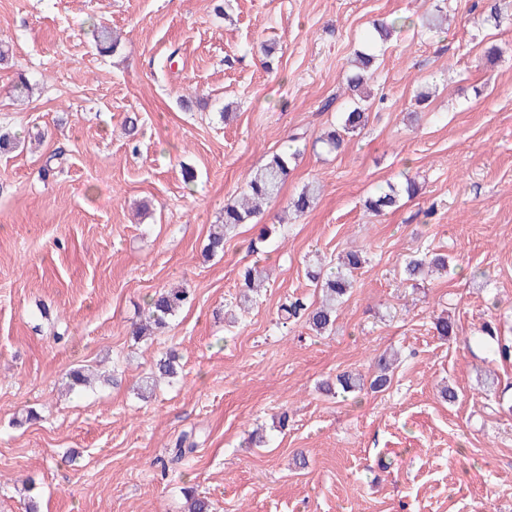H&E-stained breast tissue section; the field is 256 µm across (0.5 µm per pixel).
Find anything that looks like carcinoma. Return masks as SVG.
Wrapping results in <instances>:
<instances>
[{"label":"carcinoma","instance_id":"cac0c4a2","mask_svg":"<svg viewBox=\"0 0 512 512\" xmlns=\"http://www.w3.org/2000/svg\"><path fill=\"white\" fill-rule=\"evenodd\" d=\"M375 42L367 40V50L359 51L346 74V89L351 95L352 104L346 111L340 113L338 124L319 138V142L330 150L339 149L344 137L357 132L367 123V112L361 104L359 95L361 87L368 79V73L375 60ZM290 174V156L275 154L267 162L257 167L247 182V188L242 199L224 207V217L221 223L211 225L206 251L214 255L224 251V241L240 224H245L255 214L259 204L279 197ZM319 186L310 184L295 196L288 204L298 217L306 214L312 207ZM418 193L416 183L407 178L405 183L396 185L389 183L367 201V207L373 213L380 215L397 205L402 195L414 197ZM367 262L366 252L362 249L350 250L339 258L336 269L311 274L316 285L323 293V302L319 306H311L300 299H295L280 307L278 318L282 323H288L292 318L306 317L310 329L318 334L328 331L335 322L336 303L347 295L352 286L354 272ZM448 272V259L442 255L412 258L406 264L408 279L413 280L424 273ZM240 300L247 303L252 301L253 294L258 292L261 281L251 268H244L240 273ZM190 301V293L186 288L164 289L154 293L149 300L148 320L155 328L163 329L168 320L179 309ZM177 356L169 352L156 364V371L146 378L141 386V392L149 393L158 379L174 377L176 374ZM392 362L386 357L377 361V372L370 381V388L375 391L385 389L391 381L390 371ZM336 385L342 393H354L364 387V378L359 373L344 372L336 377Z\"/></svg>","mask_w":512,"mask_h":512}]
</instances>
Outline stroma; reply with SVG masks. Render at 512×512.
Segmentation results:
<instances>
[{"mask_svg":"<svg viewBox=\"0 0 512 512\" xmlns=\"http://www.w3.org/2000/svg\"><path fill=\"white\" fill-rule=\"evenodd\" d=\"M438 6L448 32L418 33ZM400 17L366 126L315 146L348 105L364 31ZM97 26L116 51H97ZM1 42L0 130L25 144L0 154V512H188V488L213 512H512V359L472 342L491 324L512 344V0H0ZM285 150L281 196L206 255L225 203ZM408 177L417 196L366 209ZM311 182L313 208L287 212ZM358 248L369 262L331 333L280 324L287 300L319 302L308 270ZM417 251L447 255L448 275L406 280ZM246 266L268 279L243 305ZM173 286L190 303L134 344L148 298ZM171 348L177 376L141 400ZM386 352V391L322 390L371 379ZM77 366L119 383L68 391ZM185 434L196 447L173 460Z\"/></svg>","mask_w":512,"mask_h":512,"instance_id":"1","label":"stroma"}]
</instances>
